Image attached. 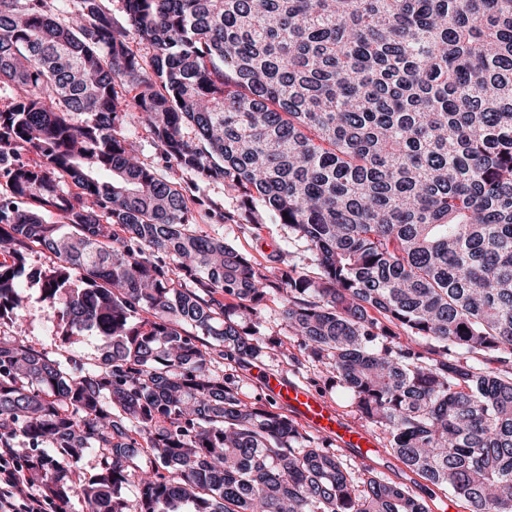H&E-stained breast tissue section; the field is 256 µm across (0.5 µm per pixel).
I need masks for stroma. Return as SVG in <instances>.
Segmentation results:
<instances>
[{
	"label": "stroma",
	"mask_w": 512,
	"mask_h": 512,
	"mask_svg": "<svg viewBox=\"0 0 512 512\" xmlns=\"http://www.w3.org/2000/svg\"><path fill=\"white\" fill-rule=\"evenodd\" d=\"M206 234L222 239L240 252L263 259L275 249H283L287 262L308 267L309 252L306 246L291 238L286 225L278 223L272 216H265L262 224H206ZM21 293L24 306L17 319L0 321V330L11 331L13 324H20V338L27 346L52 357L68 356L71 353L83 355L87 362L97 363L100 357L98 342L80 333L64 335L59 327L60 308L46 299L39 282L23 279ZM262 329L267 337L261 351L252 363L236 365L228 360H218L214 371L219 375L231 374L239 382L240 398L249 404L261 405L267 397L252 373L253 365H260L268 371L304 384L326 398L347 422L368 432L375 440L378 453L371 468L380 477L406 485L419 497L428 499L432 512H444L449 496L418 475L407 469L386 448V441L380 431L361 419L348 394L339 386L329 385L326 372L318 362L309 359L299 349V340L289 332L281 315L278 303H267L261 312Z\"/></svg>",
	"instance_id": "35a3bbf8"
}]
</instances>
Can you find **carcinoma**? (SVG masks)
<instances>
[{
	"mask_svg": "<svg viewBox=\"0 0 512 512\" xmlns=\"http://www.w3.org/2000/svg\"><path fill=\"white\" fill-rule=\"evenodd\" d=\"M119 2L123 24L0 0V317L27 275L102 349L0 338V448L36 449L61 512H429L214 373L255 356L274 298L408 469L512 512V0ZM131 120L237 212L141 160ZM268 213L313 270L199 228ZM83 448L104 466L77 487Z\"/></svg>",
	"mask_w": 512,
	"mask_h": 512,
	"instance_id": "1",
	"label": "carcinoma"
}]
</instances>
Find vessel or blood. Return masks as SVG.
Instances as JSON below:
<instances>
[{
	"label": "vessel or blood",
	"instance_id": "obj_1",
	"mask_svg": "<svg viewBox=\"0 0 512 512\" xmlns=\"http://www.w3.org/2000/svg\"><path fill=\"white\" fill-rule=\"evenodd\" d=\"M261 384L266 395L285 407L303 423L339 447L354 450L362 462H369L374 450L371 435L353 428L342 420L334 408L307 387L281 375L262 372Z\"/></svg>",
	"mask_w": 512,
	"mask_h": 512
}]
</instances>
